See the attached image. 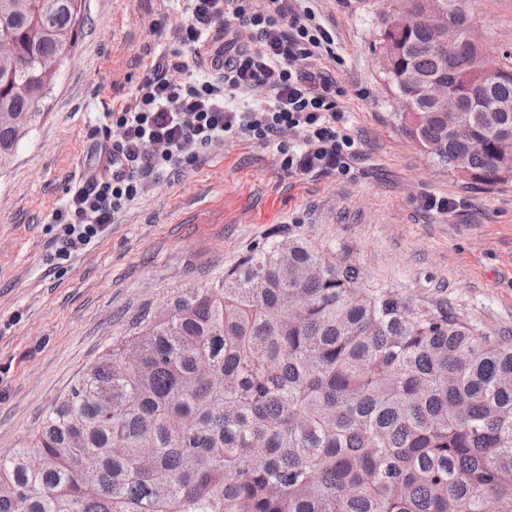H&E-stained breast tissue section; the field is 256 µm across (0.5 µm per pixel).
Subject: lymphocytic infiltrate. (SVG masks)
Here are the masks:
<instances>
[{
    "mask_svg": "<svg viewBox=\"0 0 512 512\" xmlns=\"http://www.w3.org/2000/svg\"><path fill=\"white\" fill-rule=\"evenodd\" d=\"M185 14L177 47L159 55L134 104L110 114L122 131L114 148L125 172L76 184L54 212L64 227L56 258L100 238L160 172H179L226 134L280 144L301 139L285 163L304 173L351 156L354 141L336 125V80L327 69L336 43L302 0H185ZM184 45L206 69L176 81L171 74L185 68Z\"/></svg>",
    "mask_w": 512,
    "mask_h": 512,
    "instance_id": "1",
    "label": "lymphocytic infiltrate"
}]
</instances>
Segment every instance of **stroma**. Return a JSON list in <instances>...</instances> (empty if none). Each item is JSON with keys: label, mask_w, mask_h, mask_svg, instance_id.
<instances>
[{"label": "stroma", "mask_w": 512, "mask_h": 512, "mask_svg": "<svg viewBox=\"0 0 512 512\" xmlns=\"http://www.w3.org/2000/svg\"><path fill=\"white\" fill-rule=\"evenodd\" d=\"M449 2L491 45L512 48V0ZM309 5L336 40L329 69L354 141L348 169L302 175L283 165L281 145L229 136L58 260L63 227L53 212L85 178L92 145L117 139L105 113L132 103L183 21L181 0H83L80 42L0 171L1 455L137 320L289 229L358 265L367 287L433 311L448 304L483 333L512 339V183L490 188L435 166L402 133L364 0ZM428 197L455 207L431 210Z\"/></svg>", "instance_id": "stroma-1"}]
</instances>
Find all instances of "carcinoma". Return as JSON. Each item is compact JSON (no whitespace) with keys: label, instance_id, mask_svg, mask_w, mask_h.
Returning a JSON list of instances; mask_svg holds the SVG:
<instances>
[{"label":"carcinoma","instance_id":"cac0c4a2","mask_svg":"<svg viewBox=\"0 0 512 512\" xmlns=\"http://www.w3.org/2000/svg\"><path fill=\"white\" fill-rule=\"evenodd\" d=\"M77 0H0L25 59L80 37ZM379 19L384 81L412 94L403 131L475 183L512 181V54L492 70L446 53L419 21ZM462 99L453 119L427 86ZM42 96L33 69L0 73V112ZM22 139L0 122V158ZM106 349L0 458V512H512V342L363 287L358 267L288 236ZM92 455L97 466L80 468Z\"/></svg>","mask_w":512,"mask_h":512}]
</instances>
